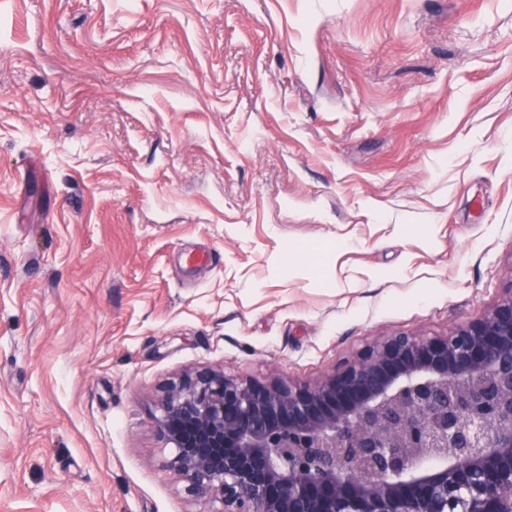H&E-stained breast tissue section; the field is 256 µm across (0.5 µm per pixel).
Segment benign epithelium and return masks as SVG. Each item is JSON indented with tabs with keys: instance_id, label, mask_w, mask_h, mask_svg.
I'll return each instance as SVG.
<instances>
[{
	"instance_id": "obj_1",
	"label": "benign epithelium",
	"mask_w": 512,
	"mask_h": 512,
	"mask_svg": "<svg viewBox=\"0 0 512 512\" xmlns=\"http://www.w3.org/2000/svg\"><path fill=\"white\" fill-rule=\"evenodd\" d=\"M159 408L167 467L216 512H512V281L481 317L313 383L203 369Z\"/></svg>"
}]
</instances>
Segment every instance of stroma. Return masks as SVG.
Returning a JSON list of instances; mask_svg holds the SVG:
<instances>
[{
    "mask_svg": "<svg viewBox=\"0 0 512 512\" xmlns=\"http://www.w3.org/2000/svg\"><path fill=\"white\" fill-rule=\"evenodd\" d=\"M511 280L512 0H0V512H203L168 382Z\"/></svg>",
    "mask_w": 512,
    "mask_h": 512,
    "instance_id": "1",
    "label": "stroma"
}]
</instances>
